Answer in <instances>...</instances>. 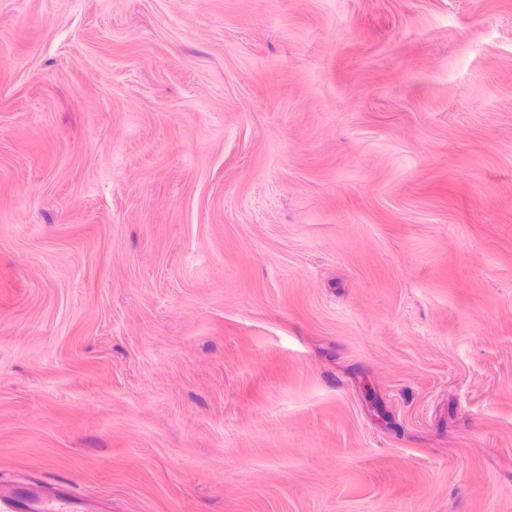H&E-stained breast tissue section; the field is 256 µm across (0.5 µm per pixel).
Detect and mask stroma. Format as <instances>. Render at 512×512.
<instances>
[{"mask_svg":"<svg viewBox=\"0 0 512 512\" xmlns=\"http://www.w3.org/2000/svg\"><path fill=\"white\" fill-rule=\"evenodd\" d=\"M0 481L512 512V0H0Z\"/></svg>","mask_w":512,"mask_h":512,"instance_id":"35a3bbf8","label":"stroma"}]
</instances>
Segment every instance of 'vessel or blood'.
I'll return each mask as SVG.
<instances>
[{
  "mask_svg": "<svg viewBox=\"0 0 512 512\" xmlns=\"http://www.w3.org/2000/svg\"><path fill=\"white\" fill-rule=\"evenodd\" d=\"M0 498L8 501L12 512H90L88 502L61 485L48 488L1 482Z\"/></svg>",
  "mask_w": 512,
  "mask_h": 512,
  "instance_id": "1",
  "label": "vessel or blood"
}]
</instances>
